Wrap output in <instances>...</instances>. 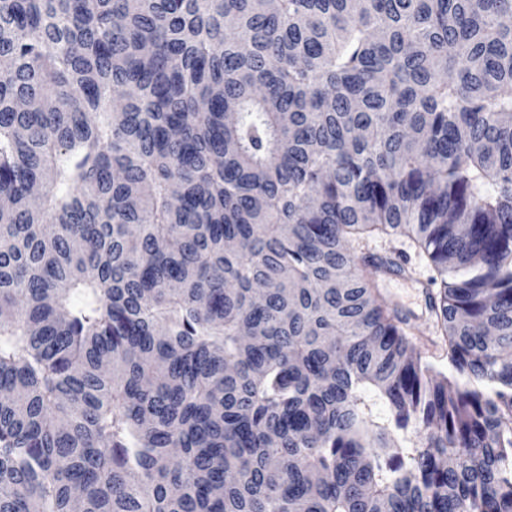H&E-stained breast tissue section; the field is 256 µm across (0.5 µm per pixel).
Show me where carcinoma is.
Instances as JSON below:
<instances>
[{
	"label": "carcinoma",
	"mask_w": 512,
	"mask_h": 512,
	"mask_svg": "<svg viewBox=\"0 0 512 512\" xmlns=\"http://www.w3.org/2000/svg\"><path fill=\"white\" fill-rule=\"evenodd\" d=\"M0 197V512H512V0H0ZM361 251L364 256L391 258L405 265V274L377 273L379 289L392 306L416 317L412 320L414 336L410 338L422 360L429 363L435 371L450 375L451 368L441 348V336L437 335V329L429 318L431 295H435L439 290L435 287L424 288L429 277L434 275L431 263L403 237L369 238L361 243Z\"/></svg>",
	"instance_id": "cac0c4a2"
}]
</instances>
